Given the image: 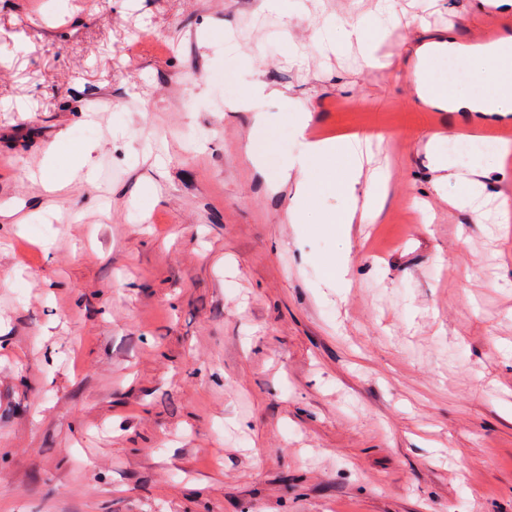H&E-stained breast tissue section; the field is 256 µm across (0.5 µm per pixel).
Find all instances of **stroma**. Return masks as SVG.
Masks as SVG:
<instances>
[{
	"mask_svg": "<svg viewBox=\"0 0 512 512\" xmlns=\"http://www.w3.org/2000/svg\"><path fill=\"white\" fill-rule=\"evenodd\" d=\"M393 15L389 71L318 35ZM506 15L0 0V512H512V221L471 223L435 163L502 164L486 192L512 198V118L433 108L408 82L424 35ZM353 136L359 192L389 174L377 218L344 237L288 223L285 169ZM84 146L93 175L30 181Z\"/></svg>",
	"mask_w": 512,
	"mask_h": 512,
	"instance_id": "35a3bbf8",
	"label": "stroma"
}]
</instances>
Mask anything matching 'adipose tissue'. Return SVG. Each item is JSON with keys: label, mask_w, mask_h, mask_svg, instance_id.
Returning <instances> with one entry per match:
<instances>
[{"label": "adipose tissue", "mask_w": 512, "mask_h": 512, "mask_svg": "<svg viewBox=\"0 0 512 512\" xmlns=\"http://www.w3.org/2000/svg\"><path fill=\"white\" fill-rule=\"evenodd\" d=\"M388 34L385 28L370 33L360 28L348 29L332 23L327 26L323 39L336 49L347 42L357 41L375 66L384 69L388 63L385 58L378 56L377 50ZM449 53L467 57L471 78L484 83V94L476 96L464 89L449 96L436 92V79L427 64ZM416 57L417 61L409 76L416 95L424 103L451 112L512 113V35L502 37L492 45L470 43L455 37L425 40L418 45ZM335 159L341 162L339 173L324 175L317 181L310 178L312 168ZM299 171L302 180L294 205L288 212L289 223H307L314 198L321 191L337 194L342 201L336 214L320 218L321 223L334 225L338 234H346L354 220L366 221L373 217L379 203L378 197L369 196L362 200L356 194L363 169L354 141L331 138L306 143L299 161Z\"/></svg>", "instance_id": "ef3b65f1"}]
</instances>
